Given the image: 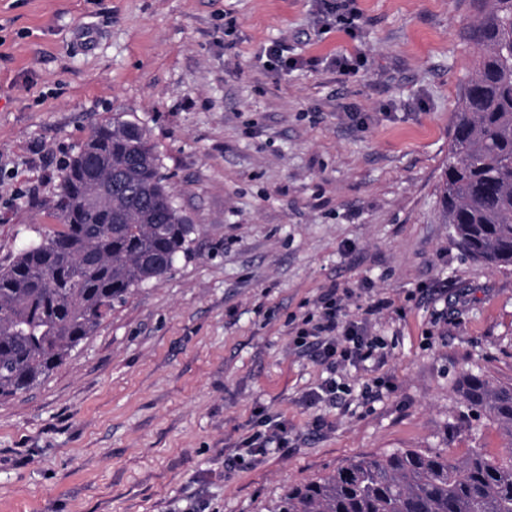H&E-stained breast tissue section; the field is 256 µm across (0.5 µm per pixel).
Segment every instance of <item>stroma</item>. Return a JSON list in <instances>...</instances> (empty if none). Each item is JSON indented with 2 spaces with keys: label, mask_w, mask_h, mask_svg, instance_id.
<instances>
[{
  "label": "stroma",
  "mask_w": 512,
  "mask_h": 512,
  "mask_svg": "<svg viewBox=\"0 0 512 512\" xmlns=\"http://www.w3.org/2000/svg\"><path fill=\"white\" fill-rule=\"evenodd\" d=\"M327 3L0 0V265L54 224L64 161L116 113L196 226L171 275L0 400V512H269L358 457L503 454L457 383H512V267L471 259L436 204L469 0H349L352 30ZM329 287L375 358L332 369L295 344ZM377 297L392 309L367 314ZM275 423L286 445L228 467Z\"/></svg>",
  "instance_id": "1"
}]
</instances>
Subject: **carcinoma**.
Masks as SVG:
<instances>
[{
	"label": "carcinoma",
	"instance_id": "cac0c4a2",
	"mask_svg": "<svg viewBox=\"0 0 512 512\" xmlns=\"http://www.w3.org/2000/svg\"><path fill=\"white\" fill-rule=\"evenodd\" d=\"M478 49L455 112L438 217L463 249L512 266V0H470ZM57 224L0 266V397L47 377L132 293L169 274L195 225L175 206L146 128L119 114L64 163ZM458 392L509 437L508 457L398 449L288 487L269 512H512V383Z\"/></svg>",
	"mask_w": 512,
	"mask_h": 512
}]
</instances>
